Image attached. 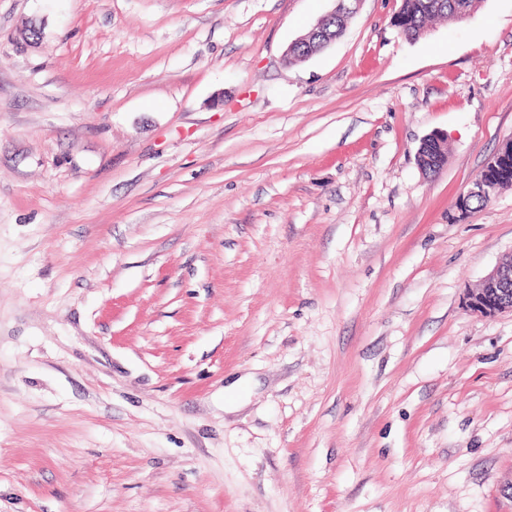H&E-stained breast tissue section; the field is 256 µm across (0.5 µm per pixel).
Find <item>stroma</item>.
Wrapping results in <instances>:
<instances>
[{"mask_svg":"<svg viewBox=\"0 0 512 512\" xmlns=\"http://www.w3.org/2000/svg\"><path fill=\"white\" fill-rule=\"evenodd\" d=\"M331 7L0 0V512H512V0ZM334 2L333 8L326 13L324 16L319 18L313 27L303 36L294 40L287 48L285 53V58L288 61L289 58H296L297 52L296 49L303 44H312L316 43L317 47L323 48L330 44L332 41L336 40L344 30V27L350 17L351 14H341L336 15V11L341 9L343 12H353L354 11V3L359 0H331ZM336 19V22H332L330 26V30L336 34L334 36L329 35L325 30V22ZM483 0H402L394 25L409 40L419 39L427 32V24L438 18L458 21L460 7L476 12ZM461 13L468 17V12ZM499 157L497 167L494 172L488 168V172L493 177V183L496 185L497 192L512 186V147L510 142L502 144L496 153ZM468 311L483 317L512 313V251L503 255L478 288L464 294Z\"/></svg>","mask_w":512,"mask_h":512,"instance_id":"stroma-1","label":"stroma"}]
</instances>
